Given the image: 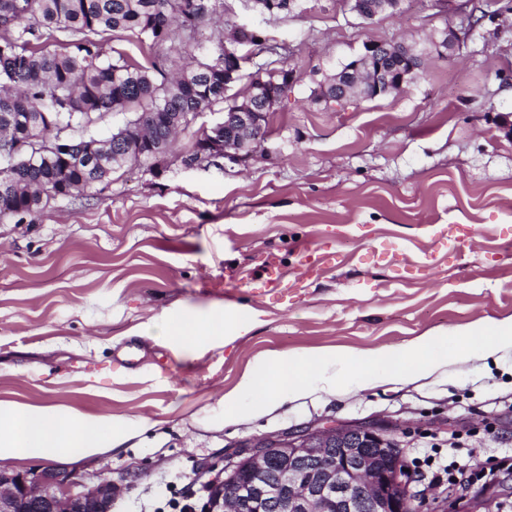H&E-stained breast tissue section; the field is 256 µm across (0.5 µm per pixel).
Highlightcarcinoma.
Listing matches in <instances>:
<instances>
[{
  "mask_svg": "<svg viewBox=\"0 0 512 512\" xmlns=\"http://www.w3.org/2000/svg\"><path fill=\"white\" fill-rule=\"evenodd\" d=\"M286 0H254L261 15L284 18L303 13V0L290 12ZM235 15L224 0H0V220L21 223L51 202L107 182L124 165L157 162L142 154L145 128L155 136L183 132V149L171 148L166 165L199 154L206 137L194 119L168 126L170 112H206L223 106L239 112L249 103L263 113L259 135L266 139L270 114L288 91L287 43L257 28L252 47L275 56L248 75L236 65V80L261 88L253 97L224 93L226 49L233 47ZM158 48L141 64L107 46L105 35ZM55 49H49L50 43ZM108 114L124 124L90 160L85 137L70 138L71 151L58 147L60 125L86 129Z\"/></svg>",
  "mask_w": 512,
  "mask_h": 512,
  "instance_id": "carcinoma-1",
  "label": "carcinoma"
}]
</instances>
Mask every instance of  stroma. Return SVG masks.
Returning a JSON list of instances; mask_svg holds the SVG:
<instances>
[{
  "label": "stroma",
  "mask_w": 512,
  "mask_h": 512,
  "mask_svg": "<svg viewBox=\"0 0 512 512\" xmlns=\"http://www.w3.org/2000/svg\"><path fill=\"white\" fill-rule=\"evenodd\" d=\"M453 56L433 40L468 0H402L366 22L306 0L262 25L296 82L247 162L114 170L93 199L0 222V399L124 417L125 448L76 463L112 478L113 512L201 508V464L240 441L325 419L392 423L405 458L433 447L512 456V348L413 384L320 391L240 425L217 416L274 354L398 349L512 317V0ZM401 41L425 70L405 90L332 110L319 75L366 40ZM239 320L232 344L156 336L163 318ZM135 352V365L122 361Z\"/></svg>",
  "instance_id": "stroma-1"
}]
</instances>
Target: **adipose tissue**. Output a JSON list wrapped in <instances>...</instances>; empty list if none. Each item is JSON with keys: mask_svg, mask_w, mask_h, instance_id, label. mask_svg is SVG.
Returning a JSON list of instances; mask_svg holds the SVG:
<instances>
[{"mask_svg": "<svg viewBox=\"0 0 512 512\" xmlns=\"http://www.w3.org/2000/svg\"><path fill=\"white\" fill-rule=\"evenodd\" d=\"M122 419L0 400V462L90 460L129 440Z\"/></svg>", "mask_w": 512, "mask_h": 512, "instance_id": "obj_1", "label": "adipose tissue"}]
</instances>
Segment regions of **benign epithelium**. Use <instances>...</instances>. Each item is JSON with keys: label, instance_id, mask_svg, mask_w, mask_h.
Wrapping results in <instances>:
<instances>
[{"label": "benign epithelium", "instance_id": "obj_1", "mask_svg": "<svg viewBox=\"0 0 512 512\" xmlns=\"http://www.w3.org/2000/svg\"><path fill=\"white\" fill-rule=\"evenodd\" d=\"M351 12L371 21L379 12L399 7L398 0L364 4ZM468 25L448 32L445 48L453 54L470 34ZM406 63L404 43L368 40L350 65L336 73V103H350L349 85L363 86L362 78L382 71L381 49ZM240 142L228 138L229 115L207 129L203 151L210 158L242 161L258 149L249 133L260 127L261 113L238 112ZM386 424L326 422L285 429L242 444V451L226 458L224 466L205 464L207 477L202 512H411L415 477L404 470L402 448L390 438ZM119 486L104 477L89 489L64 486L63 472L45 467L39 472L0 470V512H112ZM497 495L487 492L471 499L466 512H495Z\"/></svg>", "mask_w": 512, "mask_h": 512}]
</instances>
